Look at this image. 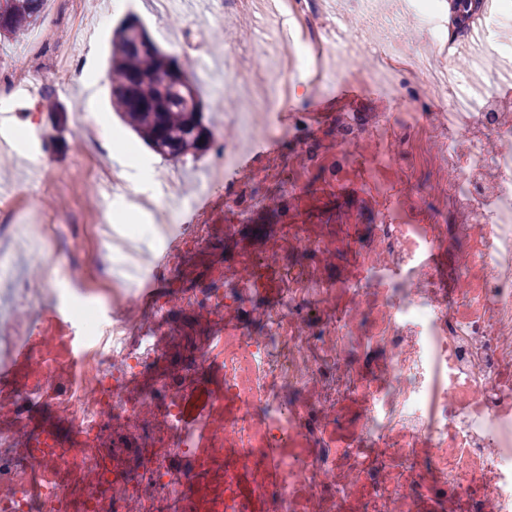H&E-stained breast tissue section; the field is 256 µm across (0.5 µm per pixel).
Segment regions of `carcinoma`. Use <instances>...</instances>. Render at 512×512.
<instances>
[{
  "label": "carcinoma",
  "mask_w": 512,
  "mask_h": 512,
  "mask_svg": "<svg viewBox=\"0 0 512 512\" xmlns=\"http://www.w3.org/2000/svg\"><path fill=\"white\" fill-rule=\"evenodd\" d=\"M45 0H0V34L23 36L44 10ZM144 24L122 21L113 32L112 108L120 121L155 154L177 161L196 159L210 148L197 82L154 43L139 48Z\"/></svg>",
  "instance_id": "obj_1"
}]
</instances>
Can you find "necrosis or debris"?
Here are the masks:
<instances>
[{
  "instance_id": "necrosis-or-debris-1",
  "label": "necrosis or debris",
  "mask_w": 512,
  "mask_h": 512,
  "mask_svg": "<svg viewBox=\"0 0 512 512\" xmlns=\"http://www.w3.org/2000/svg\"><path fill=\"white\" fill-rule=\"evenodd\" d=\"M289 3L284 67L218 100L208 179L270 136L288 155L187 227L161 276L189 288L136 302L112 255H149L105 234V210L18 224L32 199L0 198V238L94 282L64 319L37 317L47 278L12 289L24 317L0 314V512H512V102L458 60L436 0H411L399 37L373 33L412 61L391 81L401 111L275 128L268 88L328 84L290 79L329 20ZM477 23L511 58L512 0ZM431 183L441 205L421 201ZM322 192L346 207L322 210ZM270 207L277 224L242 239ZM219 235L233 254L187 270Z\"/></svg>"
}]
</instances>
